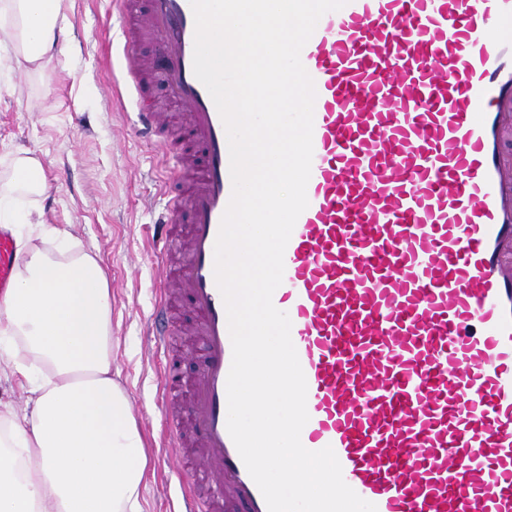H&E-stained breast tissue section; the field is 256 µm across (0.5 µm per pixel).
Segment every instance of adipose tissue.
Instances as JSON below:
<instances>
[{
	"mask_svg": "<svg viewBox=\"0 0 512 512\" xmlns=\"http://www.w3.org/2000/svg\"><path fill=\"white\" fill-rule=\"evenodd\" d=\"M60 0H0V66L41 73L64 52ZM43 165L0 163V222L29 224ZM19 233L13 291L0 298V375L26 385L23 413L0 414V512H144L146 439L113 370L112 288L70 233Z\"/></svg>",
	"mask_w": 512,
	"mask_h": 512,
	"instance_id": "1",
	"label": "adipose tissue"
}]
</instances>
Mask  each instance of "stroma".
<instances>
[{"mask_svg":"<svg viewBox=\"0 0 512 512\" xmlns=\"http://www.w3.org/2000/svg\"><path fill=\"white\" fill-rule=\"evenodd\" d=\"M62 14L66 50L56 62L37 75L0 70V160L20 150L40 157V222L72 233L110 272L115 366L149 450L145 512H171L158 373L145 336L157 266L139 258L166 198L154 147L132 130L128 107L102 93L112 81L106 43L117 17L107 0H63Z\"/></svg>","mask_w":512,"mask_h":512,"instance_id":"1","label":"stroma"}]
</instances>
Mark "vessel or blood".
<instances>
[{"label":"vessel or blood","mask_w":512,"mask_h":512,"mask_svg":"<svg viewBox=\"0 0 512 512\" xmlns=\"http://www.w3.org/2000/svg\"><path fill=\"white\" fill-rule=\"evenodd\" d=\"M117 74L160 159L163 288L148 317L170 354L174 303L201 366L163 369L177 512H268L227 430L232 344L214 274L232 196L222 117L193 70L190 0H112ZM157 52L142 55L140 36ZM314 81L309 205L274 306L307 382L311 451L332 447L376 512H512V0H348L301 51ZM169 88L183 129L145 92ZM0 228V296L15 286Z\"/></svg>","instance_id":"b4317fda"}]
</instances>
